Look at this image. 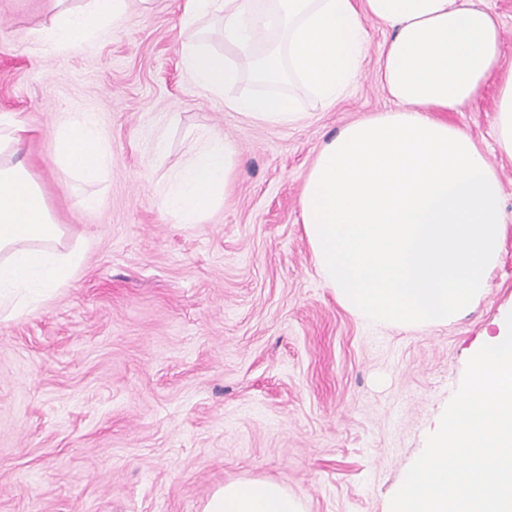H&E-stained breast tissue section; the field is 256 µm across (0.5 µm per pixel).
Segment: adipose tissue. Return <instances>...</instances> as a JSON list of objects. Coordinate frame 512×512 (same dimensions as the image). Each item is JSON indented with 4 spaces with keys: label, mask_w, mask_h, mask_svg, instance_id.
<instances>
[{
    "label": "adipose tissue",
    "mask_w": 512,
    "mask_h": 512,
    "mask_svg": "<svg viewBox=\"0 0 512 512\" xmlns=\"http://www.w3.org/2000/svg\"><path fill=\"white\" fill-rule=\"evenodd\" d=\"M126 0H88L60 16L46 37L61 49L125 13ZM222 21L240 61L198 45L184 54L194 81L241 116L287 126L305 114L293 95L226 96L241 61L265 83H297L322 106L345 94L364 70L365 23L387 25L378 78L394 107L343 127L303 179L300 215L326 287L351 314L406 329L445 326L484 298L508 218L502 181L474 139L443 120L495 86L496 143L512 157V66L501 27L474 0H185L182 29ZM64 172L101 180L109 145L87 116L73 115L55 138ZM237 150L210 139L172 178L162 206L182 224L201 223L222 201ZM64 235L22 162L0 163V319L34 308L66 285L83 262L60 249ZM203 512H306L283 485L266 479L216 488Z\"/></svg>",
    "instance_id": "1"
}]
</instances>
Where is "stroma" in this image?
Masks as SVG:
<instances>
[{"instance_id":"stroma-1","label":"stroma","mask_w":512,"mask_h":512,"mask_svg":"<svg viewBox=\"0 0 512 512\" xmlns=\"http://www.w3.org/2000/svg\"><path fill=\"white\" fill-rule=\"evenodd\" d=\"M86 0H0V114L65 243L69 285L0 322V512H202L224 483L270 479L308 512H388L406 469L459 388L469 355L512 310V223L487 295L439 328L358 319L319 275L300 216L303 177L344 125L392 109L377 78L390 29L366 24L364 72L305 121L230 111L183 63V0H129L91 41L44 38ZM494 87L449 123L500 174ZM90 116L111 147L87 184L54 159L62 120ZM164 151H157V137ZM210 137L238 150L231 192L198 224L161 198ZM98 204L84 209L85 195Z\"/></svg>"}]
</instances>
